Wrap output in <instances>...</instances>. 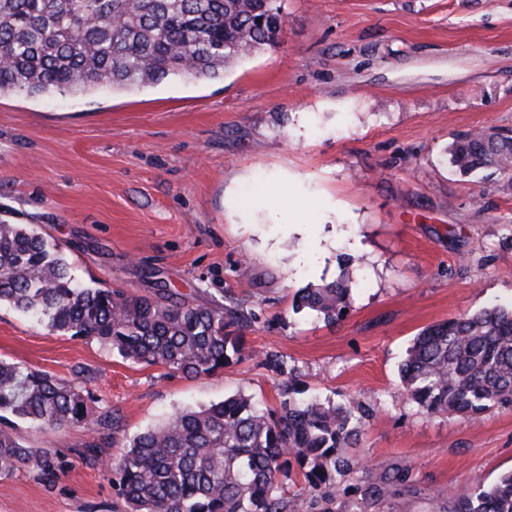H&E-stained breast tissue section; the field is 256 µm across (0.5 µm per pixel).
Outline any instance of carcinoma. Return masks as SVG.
<instances>
[{
	"label": "carcinoma",
	"mask_w": 512,
	"mask_h": 512,
	"mask_svg": "<svg viewBox=\"0 0 512 512\" xmlns=\"http://www.w3.org/2000/svg\"><path fill=\"white\" fill-rule=\"evenodd\" d=\"M280 0H0V97L15 91L132 90L170 79H218L224 67L279 43ZM450 163L462 175L492 169L512 181V135L487 128L457 138ZM349 286L304 288L296 307L334 322ZM51 332L95 339L136 363L210 376L240 358L244 320L233 308L175 299L167 288L131 295L78 283L57 245L26 224H0V306ZM406 398L431 413L473 421L512 403V306L491 305L424 329L400 368ZM363 410L286 389L274 409L238 394L177 411L133 437L116 464L87 449L86 459L120 474L128 512H286L276 495L291 460L309 466L310 492L365 468L346 449ZM38 429H116L110 409L90 417L71 381L0 361V418ZM22 466L59 469L15 426H0V477ZM455 512H512V471L478 483Z\"/></svg>",
	"instance_id": "1"
}]
</instances>
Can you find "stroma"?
Segmentation results:
<instances>
[{"label":"stroma","mask_w":512,"mask_h":512,"mask_svg":"<svg viewBox=\"0 0 512 512\" xmlns=\"http://www.w3.org/2000/svg\"><path fill=\"white\" fill-rule=\"evenodd\" d=\"M279 44L223 78L132 91L0 98V224L54 239L90 288L250 322L241 359L188 378L0 307V359L87 390L115 436L17 428L55 453L58 479L0 477V512H126L117 462L135 435L234 394L278 406L288 384L367 414L365 469L337 497L298 464L279 496L299 512H454L475 482L512 470V408L478 421L409 402L399 367L424 328L512 303V184L460 176L449 147L512 130V0H283ZM347 282L345 316L297 309L310 285ZM283 355L286 373L264 365ZM388 487L383 496L372 487Z\"/></svg>","instance_id":"1"}]
</instances>
